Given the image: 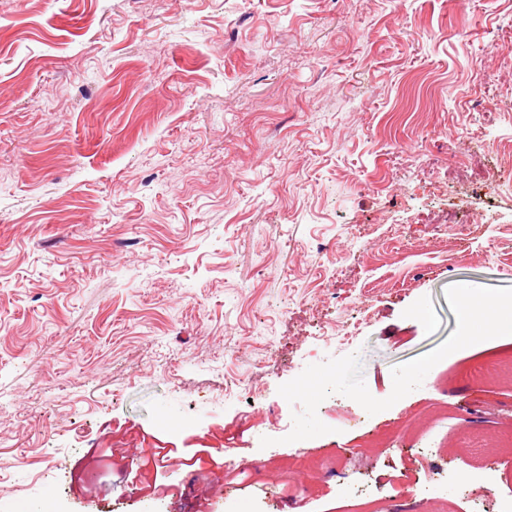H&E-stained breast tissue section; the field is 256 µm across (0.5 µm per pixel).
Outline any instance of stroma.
Returning a JSON list of instances; mask_svg holds the SVG:
<instances>
[{
	"mask_svg": "<svg viewBox=\"0 0 512 512\" xmlns=\"http://www.w3.org/2000/svg\"><path fill=\"white\" fill-rule=\"evenodd\" d=\"M507 30L512 0H0V512H495L512 343L293 443L278 388L355 353L387 398L448 286L512 287Z\"/></svg>",
	"mask_w": 512,
	"mask_h": 512,
	"instance_id": "obj_1",
	"label": "stroma"
}]
</instances>
